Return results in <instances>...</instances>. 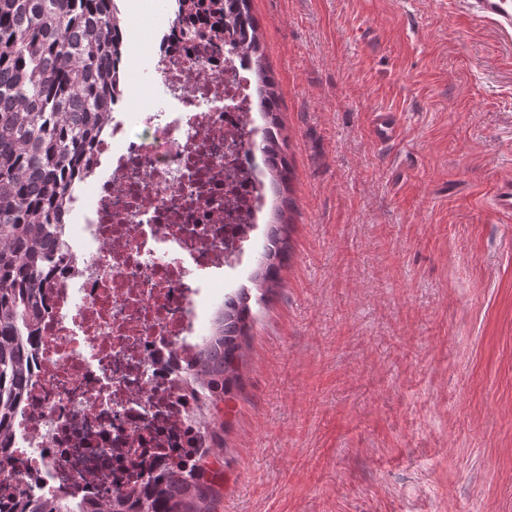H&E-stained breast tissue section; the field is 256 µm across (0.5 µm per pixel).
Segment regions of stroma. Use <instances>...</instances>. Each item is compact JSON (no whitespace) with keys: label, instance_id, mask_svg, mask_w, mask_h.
I'll use <instances>...</instances> for the list:
<instances>
[{"label":"stroma","instance_id":"stroma-1","mask_svg":"<svg viewBox=\"0 0 512 512\" xmlns=\"http://www.w3.org/2000/svg\"><path fill=\"white\" fill-rule=\"evenodd\" d=\"M251 7L290 258L251 303L215 512H512V35L463 0Z\"/></svg>","mask_w":512,"mask_h":512}]
</instances>
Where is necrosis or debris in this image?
<instances>
[{"instance_id": "necrosis-or-debris-1", "label": "necrosis or debris", "mask_w": 512, "mask_h": 512, "mask_svg": "<svg viewBox=\"0 0 512 512\" xmlns=\"http://www.w3.org/2000/svg\"><path fill=\"white\" fill-rule=\"evenodd\" d=\"M186 16L157 23L160 94L116 112L91 153L83 208L66 214L71 258L51 274L29 405L0 484L88 500L107 484L192 463L207 445L189 368L225 297L267 236L272 186L253 145L267 125L233 27L203 45Z\"/></svg>"}]
</instances>
